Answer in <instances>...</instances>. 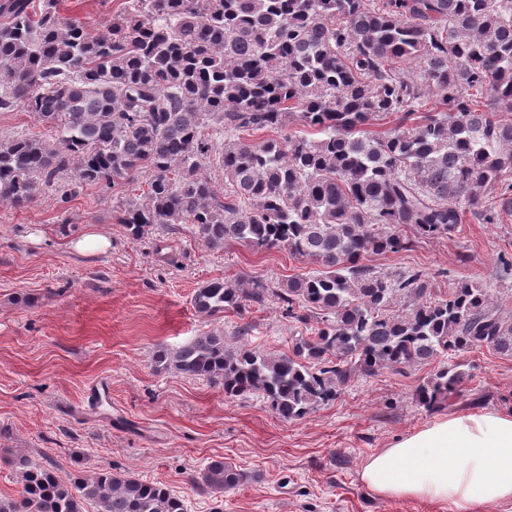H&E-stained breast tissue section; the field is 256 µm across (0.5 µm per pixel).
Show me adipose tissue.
Here are the masks:
<instances>
[{"instance_id":"ef3b65f1","label":"adipose tissue","mask_w":512,"mask_h":512,"mask_svg":"<svg viewBox=\"0 0 512 512\" xmlns=\"http://www.w3.org/2000/svg\"><path fill=\"white\" fill-rule=\"evenodd\" d=\"M362 480L374 494L448 512L512 506V415L453 414L372 455Z\"/></svg>"}]
</instances>
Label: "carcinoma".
I'll use <instances>...</instances> for the list:
<instances>
[{
	"mask_svg": "<svg viewBox=\"0 0 512 512\" xmlns=\"http://www.w3.org/2000/svg\"><path fill=\"white\" fill-rule=\"evenodd\" d=\"M60 2L0 0V112L21 106L54 130L0 134V204L146 175L144 201L113 210L130 240L192 224L213 250L284 249L318 266L253 288L208 281L193 297L207 317L276 300L315 320L292 353L231 350L207 332L158 350L157 364L229 397L260 394L292 420L356 375L433 360L417 398L435 413L469 396L459 353L512 356V308L489 306L481 284L435 294L420 270L391 279L368 263L461 224L512 221V153L500 150L512 144V0H123L102 33ZM291 115L298 129L282 136ZM213 161L222 195L200 174ZM400 298L412 301L401 313ZM11 464L22 498L0 512H187L130 473L68 484L50 462ZM243 481L222 460L194 478L204 493Z\"/></svg>",
	"mask_w": 512,
	"mask_h": 512,
	"instance_id": "obj_1",
	"label": "carcinoma"
}]
</instances>
